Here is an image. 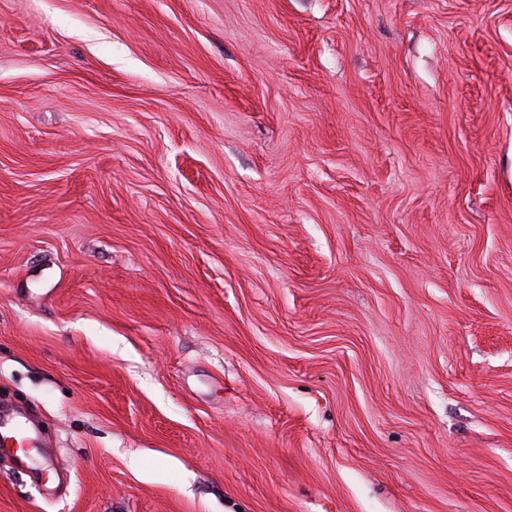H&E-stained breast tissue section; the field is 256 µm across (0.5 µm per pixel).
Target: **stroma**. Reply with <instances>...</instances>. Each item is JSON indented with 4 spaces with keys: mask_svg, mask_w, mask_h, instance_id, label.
<instances>
[{
    "mask_svg": "<svg viewBox=\"0 0 512 512\" xmlns=\"http://www.w3.org/2000/svg\"><path fill=\"white\" fill-rule=\"evenodd\" d=\"M0 512H512V0H0ZM0 430L10 434L11 439L18 440L21 448H34L37 446V438L32 435L27 424L21 420H1Z\"/></svg>",
    "mask_w": 512,
    "mask_h": 512,
    "instance_id": "35a3bbf8",
    "label": "stroma"
}]
</instances>
